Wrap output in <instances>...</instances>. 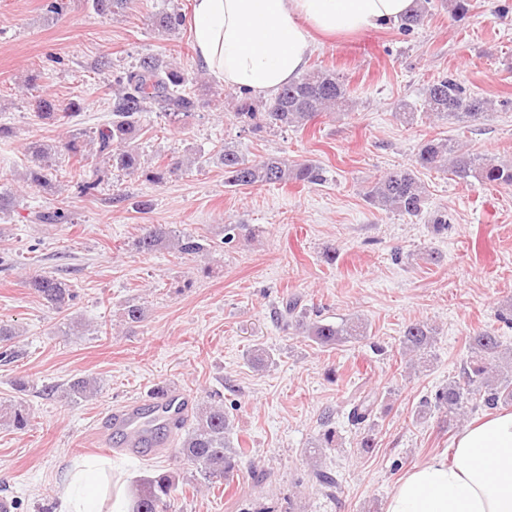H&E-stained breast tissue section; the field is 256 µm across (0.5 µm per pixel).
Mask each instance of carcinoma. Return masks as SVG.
Returning <instances> with one entry per match:
<instances>
[{
  "label": "carcinoma",
  "instance_id": "1",
  "mask_svg": "<svg viewBox=\"0 0 512 512\" xmlns=\"http://www.w3.org/2000/svg\"><path fill=\"white\" fill-rule=\"evenodd\" d=\"M127 5L128 0H92L93 9L104 15H115ZM426 16V6L418 5L415 13L400 21L401 30L407 32L420 27ZM152 25L159 33L171 35L186 25V16L180 8L174 7L155 14ZM190 81L185 71L162 58L142 57L136 66L115 78L112 124L97 129L89 137L84 133H73L54 145L43 140L30 142L26 152L31 165L26 170L25 182L43 189L52 187L51 158L62 152L79 164L77 187L84 194L97 188V175L102 165L129 173L141 172L153 183L165 182L180 170L179 163L146 167L134 140L140 132V120L145 112L156 110L170 122L177 123L195 110L196 99L186 91ZM350 104L352 92L349 85L329 70L314 68L264 104V111H255V106L245 101L240 105L237 117L244 122H254L259 128H303L324 112L348 111ZM491 107L490 99L472 94L451 75L431 82L423 100V111L438 119L478 120ZM220 159L224 164V185L229 188L286 185L290 181L309 185L324 180L322 168L310 161L294 165L278 158L251 162L229 146L224 147ZM416 165L446 172L462 180L472 177L493 186L512 187V164L498 162L487 154L471 153L450 140L423 142L418 148ZM425 194V184L414 170L407 168L395 169L377 178L367 188L365 197L370 205L382 211L417 216L424 205ZM39 221L65 225L72 223V218L68 209L57 207L41 213ZM134 245L145 254L172 246L181 256H196L210 248L206 239L176 232L166 224L144 225ZM26 287L57 308L75 298L71 285L51 272L31 275ZM281 305L278 317L293 320L304 336L321 348H333L367 335L366 324L358 320L336 324L319 316L307 318L306 313L298 309V299L294 297L282 300ZM434 336L435 328L428 323H411L403 331L401 345L422 359L432 347ZM501 347V337L490 328L469 337L470 356L463 365V382L451 381L448 386L436 390L434 396L422 401L417 416L441 411L448 414L451 422L465 403L473 402L489 410L512 405V361L500 362ZM97 391L95 381L89 378L74 379L62 389L71 401L86 400ZM218 397L216 393L195 404L192 424L177 443L178 453L196 465L201 478L208 482L227 477L237 466L238 454L229 441L232 419L224 411V403L217 401ZM377 401L373 391L353 397L347 413L348 423L358 429L366 425ZM0 422L15 430L26 429L30 413L25 402L0 403ZM321 426L319 447L330 448L336 439L332 414L322 417ZM312 481L318 489L329 493L339 486L337 475L320 467L313 470ZM178 482V474L168 469L143 479L135 493L132 512H168Z\"/></svg>",
  "mask_w": 512,
  "mask_h": 512
}]
</instances>
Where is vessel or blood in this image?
Here are the masks:
<instances>
[{"label":"vessel or blood","instance_id":"vessel-or-blood-1","mask_svg":"<svg viewBox=\"0 0 512 512\" xmlns=\"http://www.w3.org/2000/svg\"><path fill=\"white\" fill-rule=\"evenodd\" d=\"M191 399V394L176 384L151 387L108 413L104 418L105 432L123 436L126 447L137 448L144 438L173 429L183 418Z\"/></svg>","mask_w":512,"mask_h":512}]
</instances>
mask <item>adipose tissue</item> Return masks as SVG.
<instances>
[{"mask_svg":"<svg viewBox=\"0 0 512 512\" xmlns=\"http://www.w3.org/2000/svg\"><path fill=\"white\" fill-rule=\"evenodd\" d=\"M416 0H193L195 58L217 81L256 95L277 93L307 66L316 35L348 36L390 26ZM60 512H129L113 487L112 462L73 461L56 487ZM383 512H512V408L464 428L448 452L413 466Z\"/></svg>","mask_w":512,"mask_h":512,"instance_id":"adipose-tissue-1","label":"adipose tissue"}]
</instances>
